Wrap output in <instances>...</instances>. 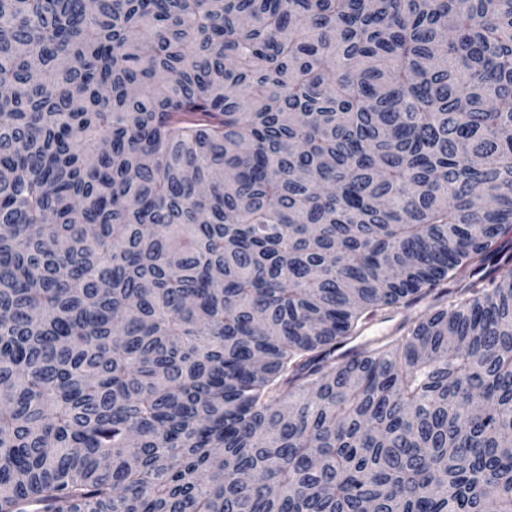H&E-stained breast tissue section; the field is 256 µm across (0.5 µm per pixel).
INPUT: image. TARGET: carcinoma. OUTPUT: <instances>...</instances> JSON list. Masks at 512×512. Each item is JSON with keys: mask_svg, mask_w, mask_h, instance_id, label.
Instances as JSON below:
<instances>
[{"mask_svg": "<svg viewBox=\"0 0 512 512\" xmlns=\"http://www.w3.org/2000/svg\"><path fill=\"white\" fill-rule=\"evenodd\" d=\"M505 255L512 0H0V512H512ZM426 305L427 303L425 301H421L412 307H400L388 314L374 317L366 324L362 333L357 336L348 347L361 348L388 336H399V326L407 321L413 320L420 311L425 309Z\"/></svg>", "mask_w": 512, "mask_h": 512, "instance_id": "cac0c4a2", "label": "carcinoma"}]
</instances>
